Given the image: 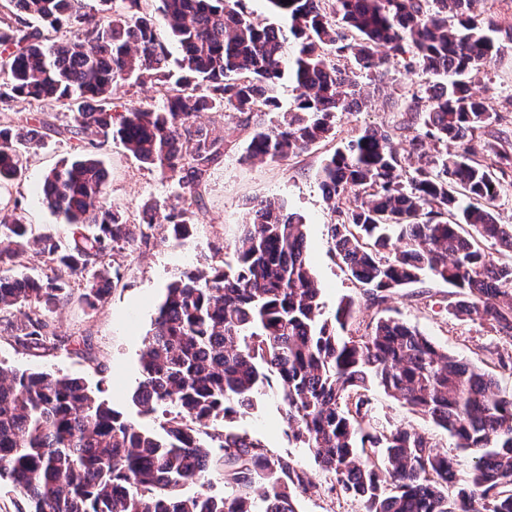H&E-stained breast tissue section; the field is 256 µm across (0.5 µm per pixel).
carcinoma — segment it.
<instances>
[{
    "label": "carcinoma",
    "mask_w": 512,
    "mask_h": 512,
    "mask_svg": "<svg viewBox=\"0 0 512 512\" xmlns=\"http://www.w3.org/2000/svg\"><path fill=\"white\" fill-rule=\"evenodd\" d=\"M240 2L127 0L124 10L98 17L90 0H0V103L67 110L69 138L91 135L95 149L120 143L172 181L176 198L145 203L132 222L109 199L108 173L94 155L50 169L38 194L74 227L72 237L31 238L18 205L0 203V313L22 314L25 342L54 343L47 314L72 291L61 272L82 276L84 302L95 309L118 276L107 262L114 246L148 243L161 210L172 238L190 235V206L201 205L226 150L224 136L198 124L200 113L228 109L254 125L247 160L296 155L331 136L337 113L361 105L363 87L328 52L349 53L372 79L383 64L376 48L385 46L395 63L442 81L426 89L429 105L416 112L411 178L379 127L325 159L328 200L349 191L360 197L352 208L333 206L331 250L372 305L428 274L464 295L455 315L512 340V260L497 263L483 247L512 251V225L494 211L501 185L493 172L512 164V152L494 140L484 145L491 163L473 159L469 143L497 113L467 81L512 31L490 37L481 0H268L286 31L260 25ZM172 42L181 51L174 60ZM284 78L294 84V104L265 127L257 118L280 110ZM147 79L164 90L161 106L114 109L118 87ZM40 126L47 121L37 113L22 125L0 113V185L21 176ZM428 140L463 149L431 156ZM254 214L233 244L235 263L183 272L144 338L132 403L160 431L128 419L82 378L0 364V479L26 497L30 512H296L295 489L311 480L231 426L255 409L274 376L294 439L345 494L363 499L365 512H512V391L405 321L381 317L364 335H344L356 304L343 300L333 317H321L303 216L271 199ZM32 253L58 271L16 274ZM374 385L429 417L457 448L481 450L465 477L422 433L402 424L365 428Z\"/></svg>",
    "instance_id": "cac0c4a2"
}]
</instances>
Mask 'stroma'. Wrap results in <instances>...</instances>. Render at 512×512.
<instances>
[{"mask_svg":"<svg viewBox=\"0 0 512 512\" xmlns=\"http://www.w3.org/2000/svg\"><path fill=\"white\" fill-rule=\"evenodd\" d=\"M435 81L431 73L392 66L383 84L366 85V100L359 110L337 115L334 136L280 163L244 161L253 130L239 125L235 113L202 114L201 125L223 135L228 150L223 163L211 171L207 180L203 205L195 212L193 236L175 241L165 238L159 228L148 243L113 250L110 262L118 268L120 277L113 280L104 302L97 309H89L77 288L65 307L50 314L57 336L55 346L23 347L13 328L19 315L0 314V362L20 370L82 377L89 385L100 386L114 408L131 412L128 396L138 382L142 340L152 327L167 285L184 269L232 261V254L225 248L252 221V203L274 198L284 201L290 211L301 214L306 221L307 252L321 284L324 316H333L341 300L353 299L357 312L350 325L351 335H364L378 318L399 317L441 349L492 374L502 388L512 389V370L497 363L498 355H512V343L500 338L488 323L449 314V303L457 299L454 288L428 278L423 284L393 290L382 306L370 305L363 288L351 278L328 242L326 226L335 216L319 178L325 159L368 127L388 130L394 149L406 155L416 133L411 110L427 107L425 90ZM471 81L475 93L498 113V128L512 133V43H503L496 60L472 73ZM44 112L49 130L43 131L39 147L28 155L21 180L1 190L0 198L18 200L32 235L66 240L71 236V226L52 213L37 196L36 188L46 172L79 151L81 144L59 132L69 120L68 113L49 106ZM98 157L108 171L113 202L121 205L129 217H137L146 201H172V183L141 168L122 145H108ZM371 396L375 406L372 425L400 423L426 434L456 458L459 472L469 469L474 451L457 449L455 440L428 417L409 411L383 390L373 389ZM236 425L264 442L272 453L288 458L310 478V487L295 492L297 512H365L361 501L335 489L334 478L318 469L309 449L289 437L276 390H268L257 408L237 419Z\"/></svg>","mask_w":512,"mask_h":512,"instance_id":"1","label":"stroma"}]
</instances>
